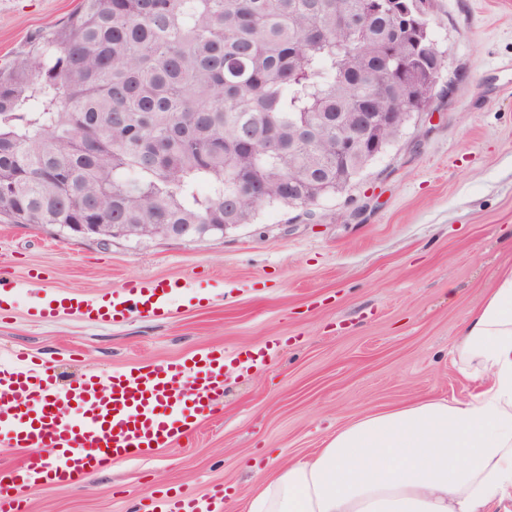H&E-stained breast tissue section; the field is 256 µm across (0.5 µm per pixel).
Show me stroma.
<instances>
[{
  "mask_svg": "<svg viewBox=\"0 0 512 512\" xmlns=\"http://www.w3.org/2000/svg\"><path fill=\"white\" fill-rule=\"evenodd\" d=\"M78 0H0V63ZM452 92H437L388 150L312 215L264 207L224 238L69 237L0 217V278L40 279L0 317V362L18 348L66 385L83 373L208 348L267 350L224 371V395L180 445L69 485L26 490L30 512H136L147 488L247 495L258 470L313 453L336 428L461 386L449 350L512 267V0H426ZM150 279L185 284L163 319L117 324L31 304L102 296Z\"/></svg>",
  "mask_w": 512,
  "mask_h": 512,
  "instance_id": "1",
  "label": "stroma"
}]
</instances>
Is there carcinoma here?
Returning <instances> with one entry per match:
<instances>
[{"instance_id": "carcinoma-1", "label": "carcinoma", "mask_w": 512, "mask_h": 512, "mask_svg": "<svg viewBox=\"0 0 512 512\" xmlns=\"http://www.w3.org/2000/svg\"><path fill=\"white\" fill-rule=\"evenodd\" d=\"M442 54L404 0H80L0 67V215L200 234L302 210L292 179L353 183L336 113L422 111Z\"/></svg>"}]
</instances>
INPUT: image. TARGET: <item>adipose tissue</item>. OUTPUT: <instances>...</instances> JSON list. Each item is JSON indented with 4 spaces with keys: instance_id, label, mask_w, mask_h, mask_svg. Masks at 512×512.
Returning a JSON list of instances; mask_svg holds the SVG:
<instances>
[{
    "instance_id": "adipose-tissue-1",
    "label": "adipose tissue",
    "mask_w": 512,
    "mask_h": 512,
    "mask_svg": "<svg viewBox=\"0 0 512 512\" xmlns=\"http://www.w3.org/2000/svg\"><path fill=\"white\" fill-rule=\"evenodd\" d=\"M452 355L466 397L423 395L337 428L263 474L244 512H512V269Z\"/></svg>"
}]
</instances>
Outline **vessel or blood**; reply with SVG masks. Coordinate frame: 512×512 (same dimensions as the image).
Instances as JSON below:
<instances>
[{
  "instance_id": "vessel-or-blood-1",
  "label": "vessel or blood",
  "mask_w": 512,
  "mask_h": 512,
  "mask_svg": "<svg viewBox=\"0 0 512 512\" xmlns=\"http://www.w3.org/2000/svg\"><path fill=\"white\" fill-rule=\"evenodd\" d=\"M177 286L136 280L109 297L68 294L32 305L30 316L44 322L74 311L98 322L117 323L139 313H168ZM224 352L211 348L179 360L84 375L68 386L42 363L20 358L0 365V440L24 449L19 463L0 468V512H27L10 495L20 484L69 483L99 470L138 459L148 448H165L184 438L198 419L211 415L224 392ZM71 404L65 417L58 399ZM152 512H223L224 490L196 498H152Z\"/></svg>"
}]
</instances>
